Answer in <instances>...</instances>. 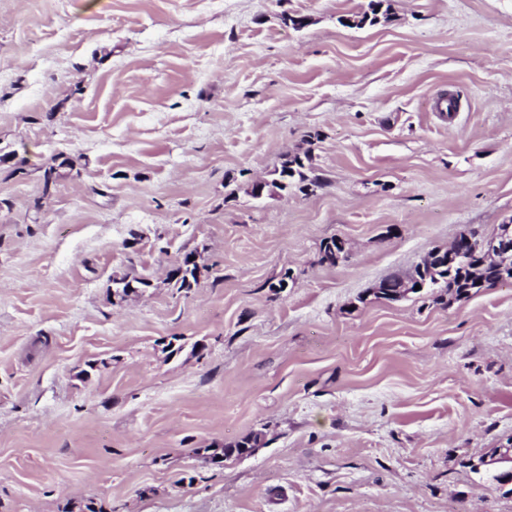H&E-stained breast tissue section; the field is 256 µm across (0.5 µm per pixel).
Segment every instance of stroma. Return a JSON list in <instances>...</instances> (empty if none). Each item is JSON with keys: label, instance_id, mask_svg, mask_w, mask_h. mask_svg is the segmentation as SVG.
<instances>
[{"label": "stroma", "instance_id": "stroma-1", "mask_svg": "<svg viewBox=\"0 0 512 512\" xmlns=\"http://www.w3.org/2000/svg\"><path fill=\"white\" fill-rule=\"evenodd\" d=\"M368 2L0 0V512H512V283L373 294L512 222V0ZM305 169L306 164L301 156H288L285 162L282 163L281 169L279 170L278 178H280L282 182L279 184L274 183L273 186L278 188L280 191L288 193V189L295 184L296 177L299 183L308 182L304 186H315L319 184V178L317 176L309 177L304 171ZM190 257H194V260H190ZM198 271L199 268L195 261V255L193 253H187L182 261L174 267L168 279L170 282H174L178 290H189L192 288L193 283L196 284L198 281Z\"/></svg>", "mask_w": 512, "mask_h": 512}]
</instances>
